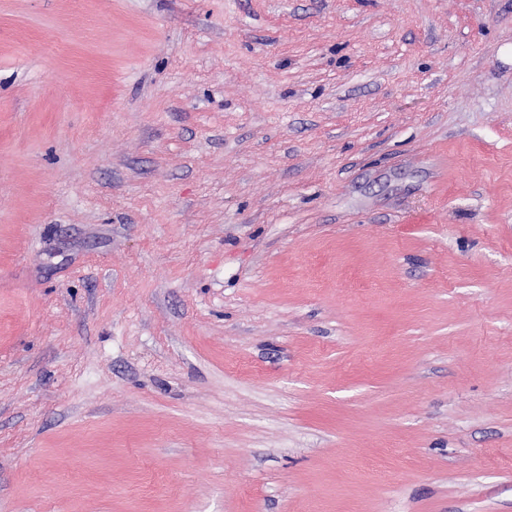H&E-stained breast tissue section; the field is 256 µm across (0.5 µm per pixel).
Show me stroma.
Returning a JSON list of instances; mask_svg holds the SVG:
<instances>
[{
  "mask_svg": "<svg viewBox=\"0 0 512 512\" xmlns=\"http://www.w3.org/2000/svg\"><path fill=\"white\" fill-rule=\"evenodd\" d=\"M0 512H512V0H0Z\"/></svg>",
  "mask_w": 512,
  "mask_h": 512,
  "instance_id": "obj_1",
  "label": "stroma"
}]
</instances>
